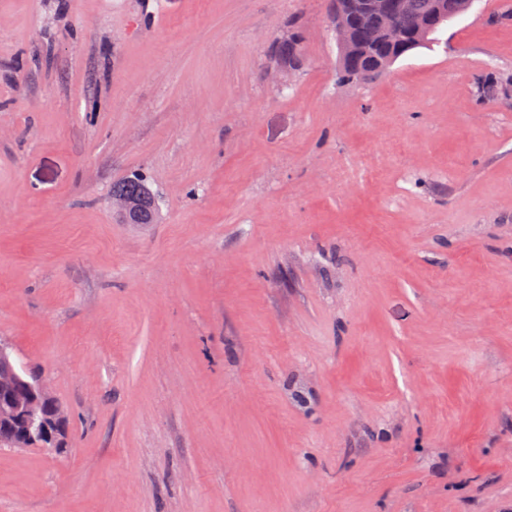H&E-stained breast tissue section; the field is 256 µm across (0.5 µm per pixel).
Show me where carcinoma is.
<instances>
[{"mask_svg": "<svg viewBox=\"0 0 512 512\" xmlns=\"http://www.w3.org/2000/svg\"><path fill=\"white\" fill-rule=\"evenodd\" d=\"M433 0H408L409 8L396 17L398 26L411 33L420 20L430 17ZM353 44L339 53V69L336 81L340 85L360 84L385 72L388 65L398 59L413 54L420 48L431 46L435 35L444 24L432 21V29L425 38L398 45L391 40L377 36L380 21L372 15H360L351 19ZM299 45L297 36L290 34L279 41L275 54L276 63L282 68H293L296 64V48ZM146 185V179L140 175H132L115 184L112 193L132 196L131 190Z\"/></svg>", "mask_w": 512, "mask_h": 512, "instance_id": "cac0c4a2", "label": "carcinoma"}]
</instances>
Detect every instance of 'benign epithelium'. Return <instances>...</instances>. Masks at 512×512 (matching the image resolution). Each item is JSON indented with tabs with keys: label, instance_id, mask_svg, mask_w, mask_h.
<instances>
[{
	"label": "benign epithelium",
	"instance_id": "benign-epithelium-1",
	"mask_svg": "<svg viewBox=\"0 0 512 512\" xmlns=\"http://www.w3.org/2000/svg\"><path fill=\"white\" fill-rule=\"evenodd\" d=\"M480 0H458L449 7L447 0H438L436 10L442 19L455 18L472 10ZM403 10L406 0H341L336 15L330 22L337 46H349L348 19L366 12L389 15L391 8ZM122 222L125 224H152L155 213L133 203L116 204ZM38 424L40 437L54 444V450L61 451L66 443V421L58 402L50 395L44 381L37 375L19 367L11 345L0 339V429L16 427L18 441H29L27 426Z\"/></svg>",
	"mask_w": 512,
	"mask_h": 512
}]
</instances>
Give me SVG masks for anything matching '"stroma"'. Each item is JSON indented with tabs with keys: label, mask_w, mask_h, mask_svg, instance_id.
Masks as SVG:
<instances>
[{
	"label": "stroma",
	"mask_w": 512,
	"mask_h": 512,
	"mask_svg": "<svg viewBox=\"0 0 512 512\" xmlns=\"http://www.w3.org/2000/svg\"><path fill=\"white\" fill-rule=\"evenodd\" d=\"M499 4L341 86L334 0H0V338L69 441L0 512H512ZM299 45V40L294 34H289L287 37L279 41L278 50L275 54L276 63L282 68L293 69L296 64V48ZM120 212L122 222L125 224H151L154 223L155 213L141 208L133 203L120 202L115 205Z\"/></svg>",
	"instance_id": "stroma-1"
}]
</instances>
